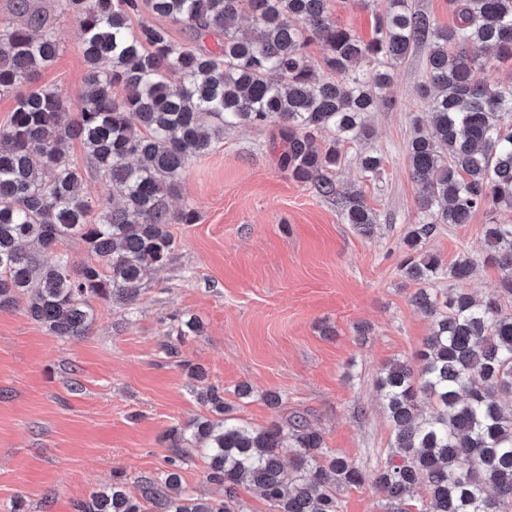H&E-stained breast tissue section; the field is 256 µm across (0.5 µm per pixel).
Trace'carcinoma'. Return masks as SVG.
I'll return each mask as SVG.
<instances>
[{
  "instance_id": "obj_1",
  "label": "carcinoma",
  "mask_w": 512,
  "mask_h": 512,
  "mask_svg": "<svg viewBox=\"0 0 512 512\" xmlns=\"http://www.w3.org/2000/svg\"><path fill=\"white\" fill-rule=\"evenodd\" d=\"M76 19L89 90L80 110L35 86L58 52L51 29L34 16L0 28V92L17 90L8 124L0 128V309L26 298L27 317L61 340L85 336L94 321L90 300L133 305L149 265L174 251L168 226L194 224L195 208L169 210L188 160L224 135L226 126L278 127L280 168L299 183L336 194L327 172L341 164V145L371 136L369 114L387 103L390 70L425 49L430 127L407 148L412 178L422 185V221L404 237L401 270L418 289L415 307L431 319L416 353L418 367L387 363L377 386L393 425L390 446L368 469L325 446L303 417L252 428L229 416L224 391L210 385L200 401L217 420L170 430L166 467L141 482V497L122 481L94 491L76 512H230L222 500L183 486L187 449L208 460L206 480L232 498L254 486L270 512H338L336 493L368 476L388 512H410L414 492L427 496L418 512H507L512 506V313L498 297L477 299L462 288H429L439 260L421 244L439 224H468L484 208H512V85L477 78L487 54L512 59V0H454L457 21L440 27L410 0H387L372 37L336 25L330 0H58ZM151 13L188 27L215 45L184 47L167 28L131 25ZM247 13L257 35L239 33ZM323 50L324 77L308 49ZM123 88L118 97L113 88ZM328 131L333 138L317 141ZM79 140L91 168L121 203L90 223L81 194L82 171L61 145ZM341 218L370 235L376 214L357 193L341 199ZM85 244L96 262L79 268L56 251L66 239ZM486 264L506 271L500 288L512 295V224H487ZM475 263L448 266L464 283ZM183 341L201 334L198 320L178 319ZM435 407L420 411V395ZM288 456H283V450Z\"/></svg>"
}]
</instances>
